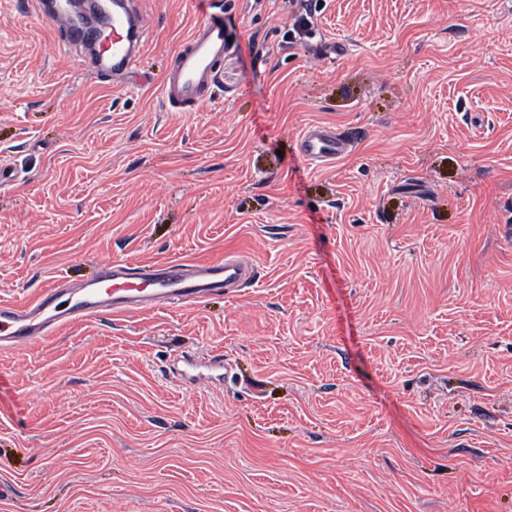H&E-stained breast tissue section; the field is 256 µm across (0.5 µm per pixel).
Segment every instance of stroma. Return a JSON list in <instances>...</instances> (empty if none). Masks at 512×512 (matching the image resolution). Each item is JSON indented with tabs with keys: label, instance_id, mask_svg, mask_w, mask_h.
Returning <instances> with one entry per match:
<instances>
[{
	"label": "stroma",
	"instance_id": "35a3bbf8",
	"mask_svg": "<svg viewBox=\"0 0 512 512\" xmlns=\"http://www.w3.org/2000/svg\"><path fill=\"white\" fill-rule=\"evenodd\" d=\"M316 3L308 37L208 0L232 43L171 112L192 0H137L121 85L0 0V299L109 257L255 268L0 350V512H512V0ZM312 125L359 137L310 166Z\"/></svg>",
	"mask_w": 512,
	"mask_h": 512
}]
</instances>
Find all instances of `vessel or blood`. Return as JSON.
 Masks as SVG:
<instances>
[{
  "mask_svg": "<svg viewBox=\"0 0 512 512\" xmlns=\"http://www.w3.org/2000/svg\"><path fill=\"white\" fill-rule=\"evenodd\" d=\"M38 14L55 25L63 45L93 47L94 73L113 82L131 74L143 51L146 20L133 0H88L85 10L54 8L50 0H35ZM229 48L224 24L208 11L177 49L173 67L159 87L169 111L180 112L202 104L214 86L217 64ZM344 132L307 127L299 136L303 161L316 164L336 159L352 147ZM247 261L236 256L202 264L169 261L143 266L104 259L98 275L75 288L49 284L26 301H0V345H27L65 324H73L103 310L124 315L156 303L191 304L212 295L230 292L250 276Z\"/></svg>",
  "mask_w": 512,
  "mask_h": 512,
  "instance_id": "1",
  "label": "vessel or blood"
}]
</instances>
